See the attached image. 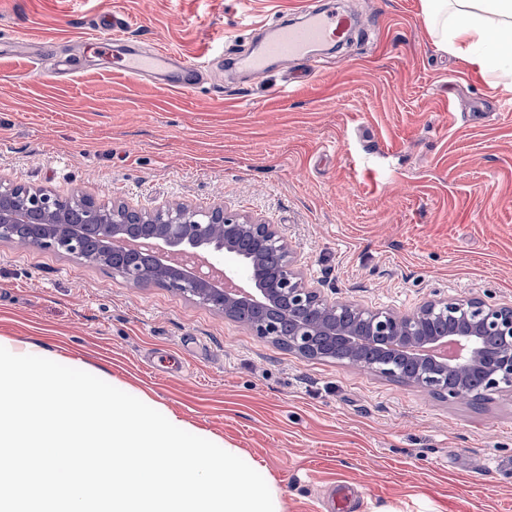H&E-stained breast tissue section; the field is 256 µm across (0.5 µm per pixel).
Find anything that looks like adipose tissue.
<instances>
[{"mask_svg":"<svg viewBox=\"0 0 512 512\" xmlns=\"http://www.w3.org/2000/svg\"><path fill=\"white\" fill-rule=\"evenodd\" d=\"M439 50L512 89V0H421Z\"/></svg>","mask_w":512,"mask_h":512,"instance_id":"1","label":"adipose tissue"}]
</instances>
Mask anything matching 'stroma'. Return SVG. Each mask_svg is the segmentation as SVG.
<instances>
[{"mask_svg":"<svg viewBox=\"0 0 512 512\" xmlns=\"http://www.w3.org/2000/svg\"><path fill=\"white\" fill-rule=\"evenodd\" d=\"M329 0H0V29L44 40L53 82L0 56V184L143 207L185 203L277 225L340 301L405 312L433 292L512 302L511 93L438 50L421 0H346L363 29L255 82L226 58L279 12ZM126 48L208 56L197 88L112 67ZM0 341L35 345L238 449L285 512H512V394L451 401L304 358L178 291L72 254L0 240ZM184 361L176 369L175 361Z\"/></svg>","mask_w":512,"mask_h":512,"instance_id":"35a3bbf8","label":"stroma"}]
</instances>
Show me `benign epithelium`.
<instances>
[{
  "instance_id": "obj_1",
  "label": "benign epithelium",
  "mask_w": 512,
  "mask_h": 512,
  "mask_svg": "<svg viewBox=\"0 0 512 512\" xmlns=\"http://www.w3.org/2000/svg\"><path fill=\"white\" fill-rule=\"evenodd\" d=\"M12 191L0 185L1 239L28 223L35 211L46 227L36 246L80 254L86 225H66L62 216L83 197L27 188L18 201ZM87 212L88 223L102 230L103 252L97 263L105 264L114 255L119 265L112 270L132 282L149 278L229 318L242 307H259L263 315L250 325L259 336L276 339L280 314L286 310L316 309L320 323L298 320L288 338L289 350L304 357H319V343L326 339L344 353L343 361L360 368L356 353L373 344L379 358L366 370L388 376L395 372L394 361L405 359L417 369L412 384L450 399L472 398L468 377L473 371L482 377L483 396L512 391V303L435 293L413 310L399 312L332 300L306 280L276 225L229 213L219 203L205 210L184 204L135 208L125 202L95 203ZM212 224L223 225L224 231L214 234ZM245 234L259 248L279 252L283 266L267 276L253 259L239 254L234 243ZM226 260L233 265L224 267ZM488 334L499 341L493 352L483 345Z\"/></svg>"
}]
</instances>
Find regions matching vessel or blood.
<instances>
[{"instance_id": "b4317fda", "label": "vessel or blood", "mask_w": 512, "mask_h": 512, "mask_svg": "<svg viewBox=\"0 0 512 512\" xmlns=\"http://www.w3.org/2000/svg\"><path fill=\"white\" fill-rule=\"evenodd\" d=\"M350 26L351 20L344 14L311 11L301 25L276 28L257 52L240 56L237 63L252 79L258 80L265 76L269 62L285 65L308 57L316 47L341 38ZM122 71L134 80L163 72L170 85L185 92L191 91L199 78L194 65L161 48L131 54L124 59Z\"/></svg>"}]
</instances>
